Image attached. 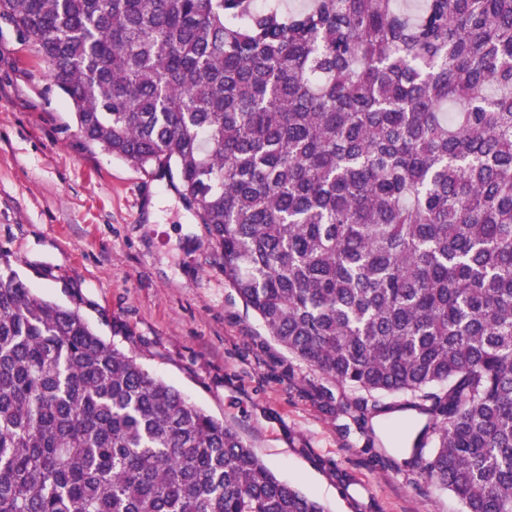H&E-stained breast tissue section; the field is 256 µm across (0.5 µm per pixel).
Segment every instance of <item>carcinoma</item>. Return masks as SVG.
Segmentation results:
<instances>
[{
	"instance_id": "carcinoma-1",
	"label": "carcinoma",
	"mask_w": 512,
	"mask_h": 512,
	"mask_svg": "<svg viewBox=\"0 0 512 512\" xmlns=\"http://www.w3.org/2000/svg\"><path fill=\"white\" fill-rule=\"evenodd\" d=\"M79 133L175 184L289 354L512 512V0H0ZM0 512H328L0 254Z\"/></svg>"
}]
</instances>
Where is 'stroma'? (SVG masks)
<instances>
[{
	"label": "stroma",
	"mask_w": 512,
	"mask_h": 512,
	"mask_svg": "<svg viewBox=\"0 0 512 512\" xmlns=\"http://www.w3.org/2000/svg\"><path fill=\"white\" fill-rule=\"evenodd\" d=\"M0 250L189 401L235 427L329 512H459L406 466L399 413L359 422L357 393L269 336L224 279L208 229L163 180L76 132L32 43L0 33Z\"/></svg>",
	"instance_id": "1"
}]
</instances>
